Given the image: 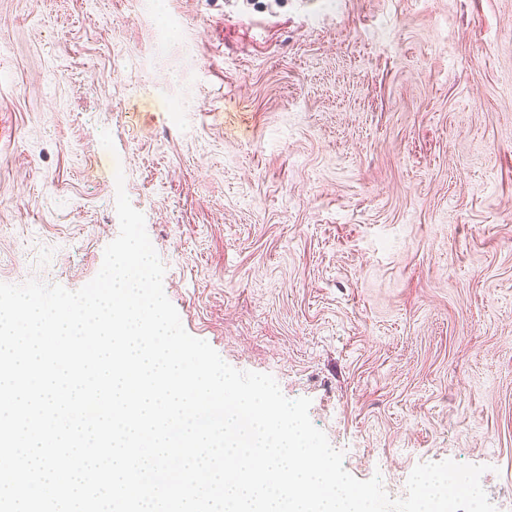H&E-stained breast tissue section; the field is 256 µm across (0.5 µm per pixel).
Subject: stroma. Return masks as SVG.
Returning a JSON list of instances; mask_svg holds the SVG:
<instances>
[{
  "mask_svg": "<svg viewBox=\"0 0 512 512\" xmlns=\"http://www.w3.org/2000/svg\"><path fill=\"white\" fill-rule=\"evenodd\" d=\"M119 171L185 330L349 474L512 512V0H0V282H89Z\"/></svg>",
  "mask_w": 512,
  "mask_h": 512,
  "instance_id": "1",
  "label": "stroma"
}]
</instances>
